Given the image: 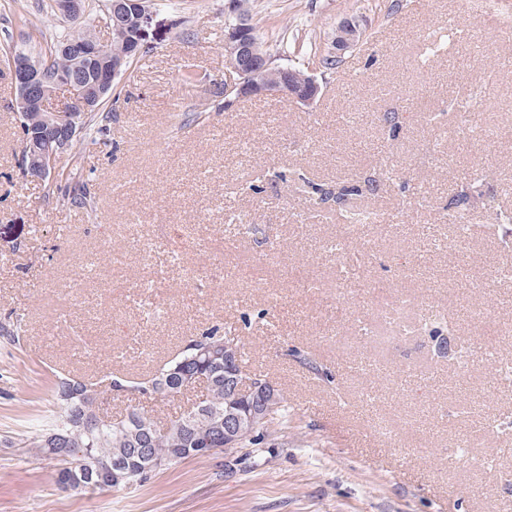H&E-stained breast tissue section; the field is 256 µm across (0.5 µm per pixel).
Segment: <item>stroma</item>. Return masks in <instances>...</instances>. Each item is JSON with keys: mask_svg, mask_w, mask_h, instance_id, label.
<instances>
[{"mask_svg": "<svg viewBox=\"0 0 512 512\" xmlns=\"http://www.w3.org/2000/svg\"><path fill=\"white\" fill-rule=\"evenodd\" d=\"M45 3L0 0V320L23 329L0 342V512H512V374L499 370L512 364V241L448 221L463 190L512 211V0H487L495 33L468 0H254L275 62L304 64L321 92L310 107L263 96L227 111L226 0H155L174 28L116 80L107 132L81 133L51 195L21 169L9 71L61 34ZM349 15L364 39L324 68ZM188 71L209 84L186 88ZM367 180L375 193L314 202L313 185ZM81 182L88 211L62 194ZM346 211L386 220L343 228ZM338 242L359 259L348 280ZM298 264L310 280L289 278ZM379 279L449 314L445 348L358 335ZM476 306L492 342L470 330ZM210 331L237 337L246 372L288 408L233 477L211 455L66 493L53 463L4 444L51 415L55 374L137 380ZM198 395L108 392L103 406L170 419ZM466 455L491 463L474 471Z\"/></svg>", "mask_w": 512, "mask_h": 512, "instance_id": "35a3bbf8", "label": "stroma"}]
</instances>
